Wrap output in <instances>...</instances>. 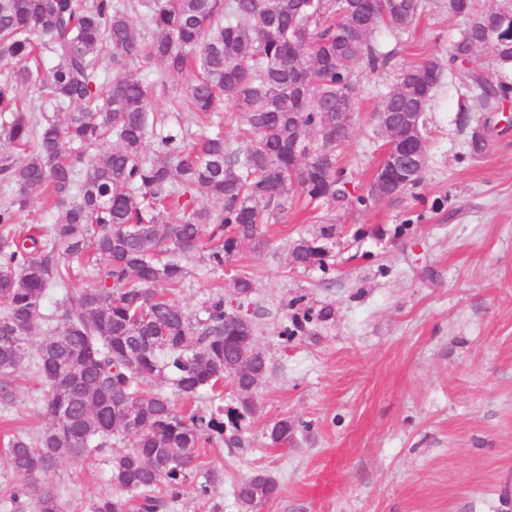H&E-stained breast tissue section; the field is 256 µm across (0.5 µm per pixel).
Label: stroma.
<instances>
[{
	"instance_id": "obj_1",
	"label": "stroma",
	"mask_w": 512,
	"mask_h": 512,
	"mask_svg": "<svg viewBox=\"0 0 512 512\" xmlns=\"http://www.w3.org/2000/svg\"><path fill=\"white\" fill-rule=\"evenodd\" d=\"M446 2L431 0L403 33L381 29L390 65L358 70L345 162L361 180L383 157L375 114L400 68L447 58L460 35ZM463 107L482 112L473 92L445 73L426 114L419 199L332 211L339 232L330 275L289 265L291 242L318 232L295 210L267 225L264 251L242 246L223 270L190 261L172 298L192 314L236 270L253 276V299L266 311L256 344L270 371L254 395L246 445L217 440L208 449L209 465L224 473L211 502L191 481L170 512H212L216 503L238 512L235 487L257 472L280 487L260 512H512V131L484 156L467 157ZM379 226L381 238L373 233ZM296 296L305 307L334 305L319 342L279 338L281 304ZM41 395L40 382L19 372L14 404L0 410V438L45 426ZM283 416L310 431L294 445L267 447L265 427ZM57 480L76 512L115 492L103 455L63 464Z\"/></svg>"
}]
</instances>
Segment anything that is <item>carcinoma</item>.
<instances>
[{
    "instance_id": "1",
    "label": "carcinoma",
    "mask_w": 512,
    "mask_h": 512,
    "mask_svg": "<svg viewBox=\"0 0 512 512\" xmlns=\"http://www.w3.org/2000/svg\"><path fill=\"white\" fill-rule=\"evenodd\" d=\"M132 0H0V45L15 66L0 81V139L27 150L0 155V179L12 188L0 207V407L15 398L14 378L26 368L41 380L38 404L48 423L33 436L9 438L4 457L19 481L0 489V512H66L55 480L58 466L106 454L118 494L97 499L89 512H165L198 473L206 445L219 438L236 447L255 414L253 393L269 373L254 353L257 325L237 311L254 294L253 278L237 273L232 299L215 291L192 316L170 298L184 286L186 259L199 255L219 270L248 243L268 247L265 225L305 202L320 224L314 237L289 248L290 265L331 271L336 225L321 209L366 208L382 200L379 171L365 185L341 161L359 96L357 68L372 71L393 55L375 34L407 31L426 0H151L142 14L149 36L136 34ZM464 29L448 59L430 57L401 73L419 82L414 95L393 87L376 120L386 138L401 135L409 113L425 112L445 70L479 91L483 108L512 95V84L469 67L479 48L512 62V13L480 0H448ZM48 47L56 63L42 72ZM157 60L153 87L188 68L196 79L170 110L210 120L228 101L242 114V146L219 133L188 145L179 132L155 133L150 87L135 65ZM112 65L101 89L98 70ZM37 86L65 120H31L17 96ZM468 154L483 155L503 131L460 109ZM116 147L88 155L108 136ZM414 158L388 168L389 179L414 194L423 176ZM199 190L205 202L184 197ZM42 199L60 211L48 234L17 227L28 204ZM55 311L42 313L50 294ZM278 336L316 339L333 319L325 303L295 311ZM236 405L180 411L166 386L189 400L203 393ZM310 425L288 416L264 430L266 446L295 443ZM277 482L255 473L238 484L239 512H258L277 497Z\"/></svg>"
}]
</instances>
